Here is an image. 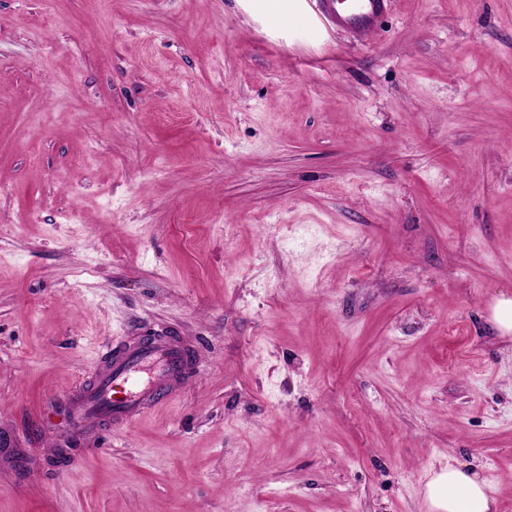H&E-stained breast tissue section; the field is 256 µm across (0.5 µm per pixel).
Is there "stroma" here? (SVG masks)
Segmentation results:
<instances>
[{
	"label": "stroma",
	"mask_w": 512,
	"mask_h": 512,
	"mask_svg": "<svg viewBox=\"0 0 512 512\" xmlns=\"http://www.w3.org/2000/svg\"><path fill=\"white\" fill-rule=\"evenodd\" d=\"M512 0H0V512H512ZM200 351L71 438L123 336ZM391 0H319L321 16L336 29L368 33L389 10ZM490 320L503 336L512 333V296L500 295L493 300ZM428 512H496L495 499L479 475L448 462L425 486Z\"/></svg>",
	"instance_id": "1"
}]
</instances>
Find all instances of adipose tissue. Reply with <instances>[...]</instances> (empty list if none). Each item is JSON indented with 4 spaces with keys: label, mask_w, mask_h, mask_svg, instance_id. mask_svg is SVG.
<instances>
[{
    "label": "adipose tissue",
    "mask_w": 512,
    "mask_h": 512,
    "mask_svg": "<svg viewBox=\"0 0 512 512\" xmlns=\"http://www.w3.org/2000/svg\"><path fill=\"white\" fill-rule=\"evenodd\" d=\"M427 512H494L495 499L477 473L449 463L425 486Z\"/></svg>",
    "instance_id": "ef3b65f1"
}]
</instances>
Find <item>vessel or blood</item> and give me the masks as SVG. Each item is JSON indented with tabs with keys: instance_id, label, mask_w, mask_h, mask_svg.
Returning <instances> with one entry per match:
<instances>
[{
	"instance_id": "vessel-or-blood-1",
	"label": "vessel or blood",
	"mask_w": 512,
	"mask_h": 512,
	"mask_svg": "<svg viewBox=\"0 0 512 512\" xmlns=\"http://www.w3.org/2000/svg\"><path fill=\"white\" fill-rule=\"evenodd\" d=\"M390 0H319L321 16L350 32L373 31ZM196 363L190 344L172 336H131L113 346L74 394L59 402L76 433L95 435L100 423H130L183 389Z\"/></svg>"
}]
</instances>
